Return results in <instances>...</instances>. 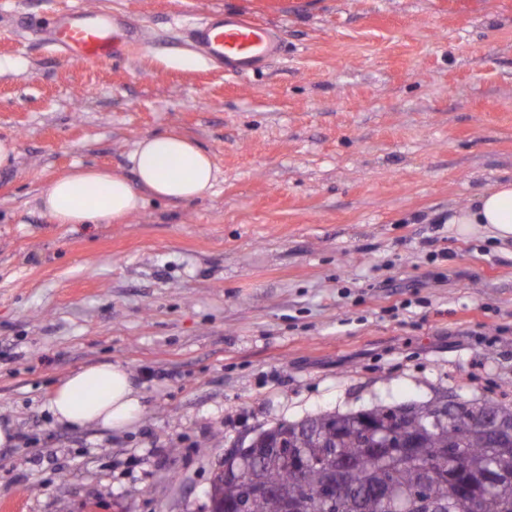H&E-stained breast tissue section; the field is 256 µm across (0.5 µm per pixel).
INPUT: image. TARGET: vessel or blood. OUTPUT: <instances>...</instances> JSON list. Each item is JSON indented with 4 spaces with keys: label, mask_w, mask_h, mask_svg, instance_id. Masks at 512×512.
<instances>
[{
    "label": "vessel or blood",
    "mask_w": 512,
    "mask_h": 512,
    "mask_svg": "<svg viewBox=\"0 0 512 512\" xmlns=\"http://www.w3.org/2000/svg\"><path fill=\"white\" fill-rule=\"evenodd\" d=\"M52 43L78 61L111 62L129 45L131 34L111 18L73 0L48 31ZM192 46L208 61L245 73L264 64L274 51L271 30L241 15L215 12L188 32Z\"/></svg>",
    "instance_id": "1"
}]
</instances>
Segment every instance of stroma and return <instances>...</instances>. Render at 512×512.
<instances>
[{
	"label": "stroma",
	"instance_id": "35a3bbf8",
	"mask_svg": "<svg viewBox=\"0 0 512 512\" xmlns=\"http://www.w3.org/2000/svg\"><path fill=\"white\" fill-rule=\"evenodd\" d=\"M69 0H0V504L209 512L228 448L282 421L512 386V243L440 223L512 178V0H84L130 28L109 64L49 43ZM282 50L238 75L188 29L215 10ZM178 131L208 198L55 224L74 165L131 176ZM128 367L131 428L58 425L69 373Z\"/></svg>",
	"mask_w": 512,
	"mask_h": 512
}]
</instances>
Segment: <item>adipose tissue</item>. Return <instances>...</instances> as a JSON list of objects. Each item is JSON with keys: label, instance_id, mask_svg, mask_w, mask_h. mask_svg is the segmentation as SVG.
Wrapping results in <instances>:
<instances>
[{"label": "adipose tissue", "instance_id": "ef3b65f1", "mask_svg": "<svg viewBox=\"0 0 512 512\" xmlns=\"http://www.w3.org/2000/svg\"><path fill=\"white\" fill-rule=\"evenodd\" d=\"M129 161L134 172L130 179L113 170L75 167L42 192V209L57 224L121 222L142 209L146 196L200 199L212 195L217 180L210 154L176 132L141 138ZM448 221L463 234L486 232L500 241H512V181L486 188ZM48 409L66 427L123 430L134 424L143 405L130 370L112 362L69 374L56 387Z\"/></svg>", "mask_w": 512, "mask_h": 512}]
</instances>
